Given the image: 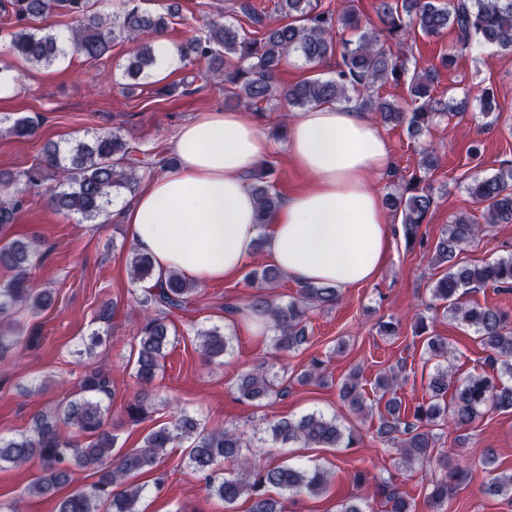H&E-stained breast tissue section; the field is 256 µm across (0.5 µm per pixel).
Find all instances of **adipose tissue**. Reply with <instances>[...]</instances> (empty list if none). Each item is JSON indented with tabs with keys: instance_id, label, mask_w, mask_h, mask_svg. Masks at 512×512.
<instances>
[{
	"instance_id": "adipose-tissue-1",
	"label": "adipose tissue",
	"mask_w": 512,
	"mask_h": 512,
	"mask_svg": "<svg viewBox=\"0 0 512 512\" xmlns=\"http://www.w3.org/2000/svg\"><path fill=\"white\" fill-rule=\"evenodd\" d=\"M175 164L146 181L122 220L156 278L204 285L235 276L255 251L303 283L342 290L374 280L391 231L373 180L391 166L378 126L355 106L322 104L288 126L285 151L308 179L266 227L250 176L270 144L247 113L205 112L172 145Z\"/></svg>"
}]
</instances>
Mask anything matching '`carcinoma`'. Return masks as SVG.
Masks as SVG:
<instances>
[{"label": "carcinoma", "instance_id": "1", "mask_svg": "<svg viewBox=\"0 0 512 512\" xmlns=\"http://www.w3.org/2000/svg\"><path fill=\"white\" fill-rule=\"evenodd\" d=\"M120 2L118 10L103 14L96 10L98 0H0V44L8 55L36 66H49L70 55L96 61L116 41L136 44L138 48L122 72L124 88L133 94L156 64L154 45L141 42V38L164 34L168 23L165 16L142 8L143 0ZM277 11L280 20L268 25L266 15L244 2L241 13L260 27V35L249 36L242 26L215 19L201 36L178 47L179 54L186 61H207L214 76L230 84L227 102L236 106L259 113L263 105L273 100H284L289 106L302 109L353 101L364 111L379 113L386 121L406 123L409 135L418 140L434 121L448 116L453 105L434 96L436 69H409L410 59L393 54L382 39L401 46L417 31L434 36L452 27L457 30L463 50L489 45L512 53V0H379L378 26L362 23L349 5L320 10L314 0H277ZM58 12L74 20L69 32L31 26ZM292 52L308 65H319L337 53L341 63L328 77L317 75L281 88L277 73L283 59ZM408 73L411 77L406 106L375 96L376 84L397 83ZM37 128L38 122L31 118L15 117L4 132L27 139L36 134ZM133 153L118 131L97 133L89 140L74 139L63 146H47L42 157L28 168L0 175L1 186L14 187L19 193L0 201V229L15 223L25 192L47 195L50 206L68 219L98 223L109 215L114 198L136 189L140 169L163 170L174 163V158L161 151L151 160L135 158ZM264 177L263 168L252 176L261 227L269 224L280 203L275 184ZM467 191L483 207L484 223H512V165L492 175L473 176ZM385 204L398 216L406 245L424 248L434 266L446 267V273L432 288L433 309L471 328L487 352L482 371L461 378L448 364L446 339L426 337L425 354L427 360L435 362L434 373L428 382V399L411 413L402 407L398 396L405 380V361L376 379L380 399L385 401L377 438L403 465L443 467V476L430 480L425 494L431 512H443L454 487L467 478L468 472L457 465L448 466L449 454L455 449L439 450L436 427L449 421L455 429L465 430L483 408L512 409V326H508L499 309L466 304L460 297L468 288L511 289L512 257L481 265L459 261V255L481 231V224L466 215L455 218L436 241H425L419 236V227L433 206V196L419 188L417 182L401 193L389 194ZM43 258L37 239L0 240V269L12 273L0 285V359L15 356L39 340L38 334L25 331L14 315H36L51 306L52 290L39 287L32 279V271ZM127 267L133 282L150 283L139 299L145 313L134 352L133 376L140 389L123 407L126 421L137 425L156 411L150 387L163 367L168 346L179 338L170 316L193 304L197 285L176 272L153 281L152 260L136 248L130 251ZM280 276L271 266L252 269L245 276L252 292L241 305L224 307V313L234 318L244 310L266 315L273 332V349L288 353L308 343V314L336 304L339 294L332 286L301 283L296 298L277 303L268 290ZM193 335L207 359L224 358L230 337L219 326H198ZM271 369L260 363L241 372L234 384L238 401L254 405L273 397L287 398L288 387L279 385ZM326 377L325 361L314 356L296 374V382L309 384ZM450 390L453 398L446 402L444 396ZM111 395L110 376L104 368L86 372L79 392L37 415L27 432L0 437V469L37 463L38 475L25 488L30 497H56L61 487L72 484L74 469L89 470L96 480L56 497L55 512H138L136 504L145 487L129 479L153 469L168 449L187 442L185 465L199 475L206 496L224 502V512H234V504L242 497L251 502L249 512H281L280 501L268 495V488L290 496H317L327 490V471L303 463L262 464L252 452L255 443L270 440L310 448H350L356 442L352 429L342 425L336 416L318 411L298 419L283 417L270 422L260 437L249 435L236 424L208 427L182 411L174 421L150 430L139 445L123 448L117 446L118 435L112 429L111 404L104 403V398ZM339 396L357 416L372 411L361 390L358 369L343 379ZM481 461L491 473L486 492L512 501V474L496 473L497 457L490 448L483 450ZM355 480L371 488L372 497L351 495L339 502L336 512H370V499L377 497L384 501L387 512H414L391 478L358 471Z\"/></svg>", "mask_w": 512, "mask_h": 512}]
</instances>
